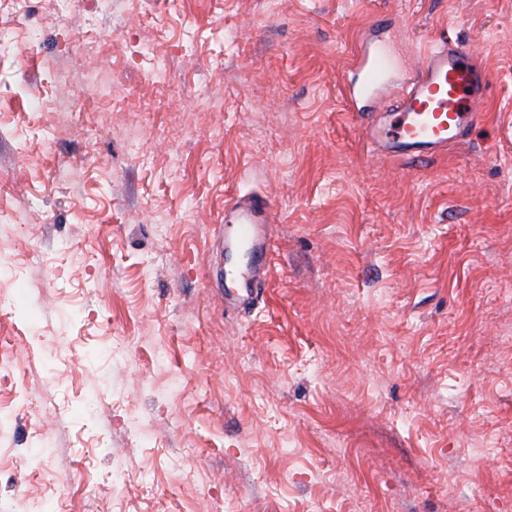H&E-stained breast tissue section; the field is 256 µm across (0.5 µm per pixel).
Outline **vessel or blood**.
Masks as SVG:
<instances>
[{"mask_svg":"<svg viewBox=\"0 0 512 512\" xmlns=\"http://www.w3.org/2000/svg\"><path fill=\"white\" fill-rule=\"evenodd\" d=\"M356 71L352 92L373 115L363 135L381 158L412 162L437 156L476 125L486 108L484 69L470 51L444 38L421 55L393 101L377 99L391 71L383 51L367 48L357 60ZM225 211L233 216L238 238L252 256L255 279L247 289L258 290L273 249L271 208L243 195L230 199Z\"/></svg>","mask_w":512,"mask_h":512,"instance_id":"1","label":"vessel or blood"}]
</instances>
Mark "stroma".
Listing matches in <instances>:
<instances>
[{"instance_id": "1", "label": "stroma", "mask_w": 512, "mask_h": 512, "mask_svg": "<svg viewBox=\"0 0 512 512\" xmlns=\"http://www.w3.org/2000/svg\"><path fill=\"white\" fill-rule=\"evenodd\" d=\"M443 36L482 121L373 157ZM0 512H512V0H0ZM355 70L353 95L366 102L363 112H376L363 136L380 158H433L459 141L485 112V70L470 51L446 38L436 40L420 56L393 101L379 103L376 98L391 71L383 51L367 48ZM227 214L232 215L237 224V234L241 244L247 245L255 271V279L245 288L242 303H249L253 291L265 281L269 256L273 249L271 224L274 223L270 206L264 201L251 199L246 195L237 196L225 205Z\"/></svg>"}]
</instances>
